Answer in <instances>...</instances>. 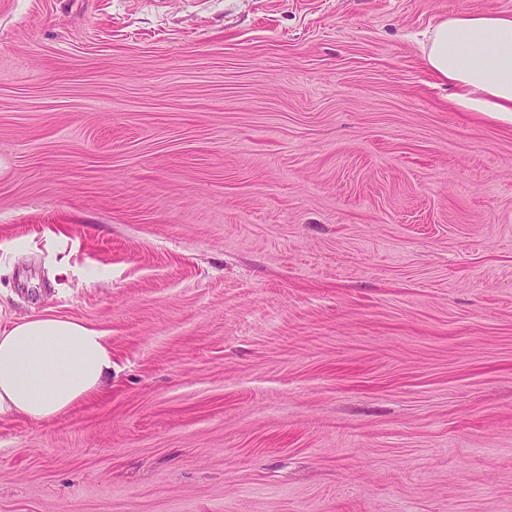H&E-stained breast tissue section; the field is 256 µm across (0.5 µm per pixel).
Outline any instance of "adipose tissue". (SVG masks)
Returning a JSON list of instances; mask_svg holds the SVG:
<instances>
[{
	"mask_svg": "<svg viewBox=\"0 0 512 512\" xmlns=\"http://www.w3.org/2000/svg\"><path fill=\"white\" fill-rule=\"evenodd\" d=\"M422 54L463 111L512 125V15L471 12L431 30ZM112 376L104 335L77 320L26 316L0 330V414L34 420L62 414Z\"/></svg>",
	"mask_w": 512,
	"mask_h": 512,
	"instance_id": "obj_1",
	"label": "adipose tissue"
}]
</instances>
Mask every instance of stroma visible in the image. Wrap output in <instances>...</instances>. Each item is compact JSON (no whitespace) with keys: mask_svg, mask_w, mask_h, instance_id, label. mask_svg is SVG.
<instances>
[{"mask_svg":"<svg viewBox=\"0 0 512 512\" xmlns=\"http://www.w3.org/2000/svg\"><path fill=\"white\" fill-rule=\"evenodd\" d=\"M475 11L0 0V328L112 347L0 512H512V127L422 55Z\"/></svg>","mask_w":512,"mask_h":512,"instance_id":"obj_1","label":"stroma"}]
</instances>
